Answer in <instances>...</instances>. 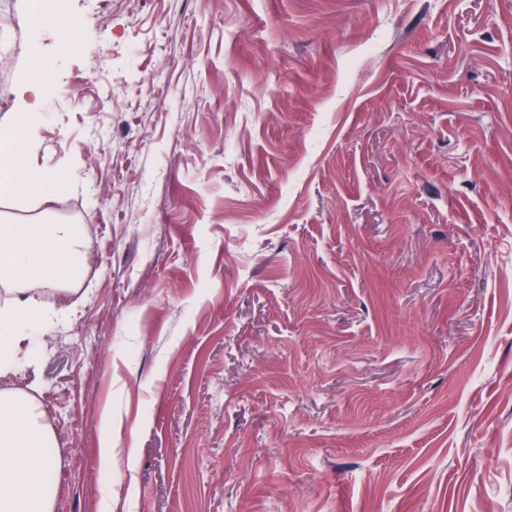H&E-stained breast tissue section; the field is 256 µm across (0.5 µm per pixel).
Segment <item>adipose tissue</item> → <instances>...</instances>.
<instances>
[{"mask_svg": "<svg viewBox=\"0 0 512 512\" xmlns=\"http://www.w3.org/2000/svg\"><path fill=\"white\" fill-rule=\"evenodd\" d=\"M26 115L16 137L0 141V188L26 194L38 185L42 202H52L59 184L55 173H31L19 165L30 144L31 126L41 102L38 87L26 90ZM76 225L0 224V284L10 285L8 306L0 309V377L34 365L36 340L66 322L75 309L47 304L72 265L83 254ZM53 433L33 397L0 390V512H53L55 489L47 481L54 459L47 449Z\"/></svg>", "mask_w": 512, "mask_h": 512, "instance_id": "1", "label": "adipose tissue"}]
</instances>
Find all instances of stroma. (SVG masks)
I'll return each mask as SVG.
<instances>
[{"instance_id":"obj_1","label":"stroma","mask_w":512,"mask_h":512,"mask_svg":"<svg viewBox=\"0 0 512 512\" xmlns=\"http://www.w3.org/2000/svg\"><path fill=\"white\" fill-rule=\"evenodd\" d=\"M23 163L87 258L32 394L54 512H512V0H55ZM122 421L104 468V410Z\"/></svg>"}]
</instances>
